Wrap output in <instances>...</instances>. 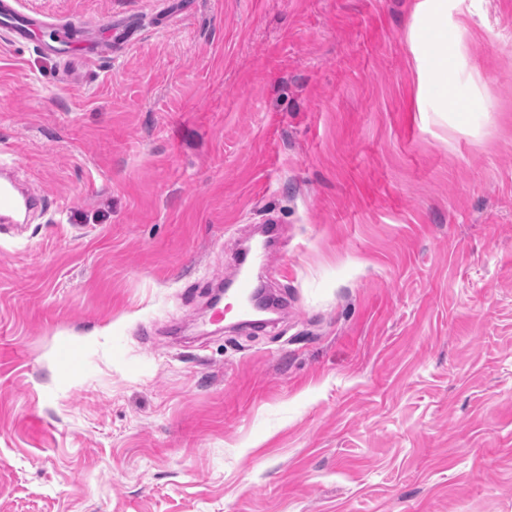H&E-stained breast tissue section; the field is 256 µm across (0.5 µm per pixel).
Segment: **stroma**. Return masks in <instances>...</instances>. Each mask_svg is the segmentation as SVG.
Returning <instances> with one entry per match:
<instances>
[{"instance_id":"35a3bbf8","label":"stroma","mask_w":512,"mask_h":512,"mask_svg":"<svg viewBox=\"0 0 512 512\" xmlns=\"http://www.w3.org/2000/svg\"><path fill=\"white\" fill-rule=\"evenodd\" d=\"M19 0L0 158V512H512V0ZM112 48L85 55L89 42ZM286 310L210 324L238 239ZM461 4L462 0H417L409 27L410 41L416 51L418 62L419 105L430 104L434 112H475L480 101L467 95L455 69L448 67L447 58H438L429 51L426 42L428 35L437 37L438 46L444 47L448 56L458 55L455 43H447L443 38L448 32V11L450 3ZM448 100L452 107L448 108ZM43 199L30 193H22L16 183L5 178L0 183V212L1 220L11 223H21L23 213L37 208Z\"/></svg>"}]
</instances>
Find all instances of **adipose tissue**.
Returning <instances> with one entry per match:
<instances>
[{
    "instance_id": "adipose-tissue-1",
    "label": "adipose tissue",
    "mask_w": 512,
    "mask_h": 512,
    "mask_svg": "<svg viewBox=\"0 0 512 512\" xmlns=\"http://www.w3.org/2000/svg\"><path fill=\"white\" fill-rule=\"evenodd\" d=\"M451 0H417L409 27L410 41L416 51L418 62V85L420 103L431 105L434 111H476L477 98L467 95L455 69L448 60L456 56V46H449L448 55L439 58L429 51L427 37L446 38L448 11Z\"/></svg>"
}]
</instances>
